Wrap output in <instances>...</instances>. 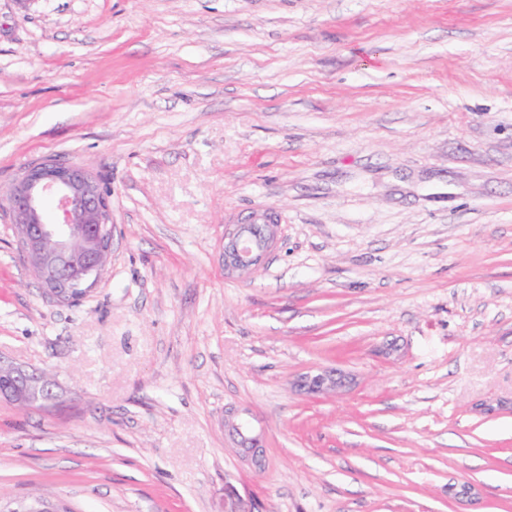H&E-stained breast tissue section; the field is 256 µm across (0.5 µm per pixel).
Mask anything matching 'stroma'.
Here are the masks:
<instances>
[{"mask_svg": "<svg viewBox=\"0 0 512 512\" xmlns=\"http://www.w3.org/2000/svg\"><path fill=\"white\" fill-rule=\"evenodd\" d=\"M46 159L114 244L58 304L0 209V355L60 394L0 400V504L512 512V0H0V189ZM266 224H229L224 230V250L221 255L224 271L229 276H243L256 270L267 253L274 247L277 241L278 224H271L265 218ZM260 228L262 234L256 240L254 250L247 258H244L240 244L242 239ZM298 386L310 394H328L337 392L345 386V378L338 376L336 371L322 370L316 374L301 375L297 380ZM247 423L242 419H236L234 415H224V428L228 429L236 441V452L239 457L255 469L265 467V456L259 436L246 437L243 428ZM240 437V438H239Z\"/></svg>", "mask_w": 512, "mask_h": 512, "instance_id": "35a3bbf8", "label": "stroma"}]
</instances>
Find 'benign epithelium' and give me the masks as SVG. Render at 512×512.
I'll return each mask as SVG.
<instances>
[{
  "instance_id": "obj_1",
  "label": "benign epithelium",
  "mask_w": 512,
  "mask_h": 512,
  "mask_svg": "<svg viewBox=\"0 0 512 512\" xmlns=\"http://www.w3.org/2000/svg\"><path fill=\"white\" fill-rule=\"evenodd\" d=\"M0 205L14 217L18 245L32 267L43 292L56 302L82 298L101 279L112 241L103 238L102 226L112 222L109 196L99 179L78 165L46 159L29 167L7 190ZM278 225L265 220L260 225L229 224L224 230L221 255L229 276L256 270L277 241ZM298 386L310 394L337 392L345 378L332 370L305 374ZM59 398L47 396L46 384L36 369L18 365L0 356V399L30 407ZM246 422L224 417V427L236 441L239 457L255 469L265 467L261 439L243 433ZM0 512H57L44 500L23 502Z\"/></svg>"
}]
</instances>
